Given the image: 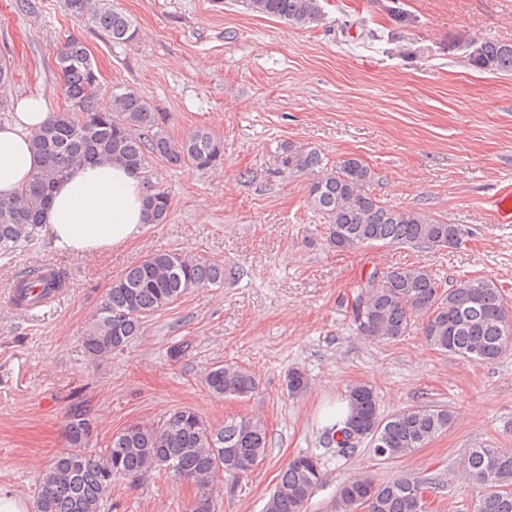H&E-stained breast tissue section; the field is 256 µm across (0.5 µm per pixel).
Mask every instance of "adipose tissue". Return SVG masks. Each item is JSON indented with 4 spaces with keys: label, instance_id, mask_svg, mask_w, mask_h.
I'll return each instance as SVG.
<instances>
[{
    "label": "adipose tissue",
    "instance_id": "adipose-tissue-1",
    "mask_svg": "<svg viewBox=\"0 0 512 512\" xmlns=\"http://www.w3.org/2000/svg\"><path fill=\"white\" fill-rule=\"evenodd\" d=\"M51 118L40 96L15 104L0 124V198H11L39 165L31 146L35 131ZM143 179L112 162L75 167L54 189L42 224L56 249L82 261L136 239L146 222Z\"/></svg>",
    "mask_w": 512,
    "mask_h": 512
}]
</instances>
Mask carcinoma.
Segmentation results:
<instances>
[{
    "mask_svg": "<svg viewBox=\"0 0 512 512\" xmlns=\"http://www.w3.org/2000/svg\"><path fill=\"white\" fill-rule=\"evenodd\" d=\"M254 13L304 26L322 19L319 0H244ZM381 7L401 27L416 23L396 0ZM65 9L77 20H88L114 41L137 35L132 22L114 8L112 0H65ZM467 64L477 71L512 73V41L469 37L457 40ZM62 92L67 109L53 114L32 136L40 166L10 199H0V257L32 245L41 214L54 185L75 164L106 159L140 174L151 160L162 158L174 167L200 170L221 163L224 144L205 129H197L179 143L171 141L162 117L141 95L124 90L102 100L93 59L80 42L71 41L58 56ZM280 166L290 174H309L310 206L327 224V241L338 250L372 245H413L450 249L459 241L448 236L452 226L416 210L385 205L372 190L374 172L358 157L333 165L309 148L288 144L279 154ZM147 220L163 224L169 216L166 192L147 186ZM224 282V266L189 260L171 251H157L126 270L107 289L93 325L85 336V352L92 358L111 355L141 334L145 319L168 307L188 290ZM62 270L48 276L30 267L17 274V288H66ZM353 322L360 334L387 341L419 329L427 343L471 363L494 361L512 350V310L499 288L485 278L461 279L445 287L422 266L374 268L356 286ZM205 387L215 397L244 399L258 388L254 373L234 363L211 367ZM288 394L309 388L298 369L286 376ZM349 414L325 431L326 446L336 452H354L369 440L375 454L403 457L426 445L453 423V412L443 406L408 407L385 416L379 397L367 383L347 390ZM91 409L82 402L69 410L65 449L51 459L36 494V512H100L116 479L135 481L155 471H171L194 484L210 501L208 486L216 472L236 482L247 475L267 452L265 424L253 417L209 425L194 409L176 408L152 424H131L112 436L108 448L91 449ZM463 473L476 485L472 512H512V450L478 446L463 463ZM325 480L320 459L293 458L280 474L265 512H307L312 495ZM336 512H427L424 483L409 476L376 483L355 477L336 494Z\"/></svg>",
    "mask_w": 512,
    "mask_h": 512,
    "instance_id": "cac0c4a2",
    "label": "carcinoma"
}]
</instances>
